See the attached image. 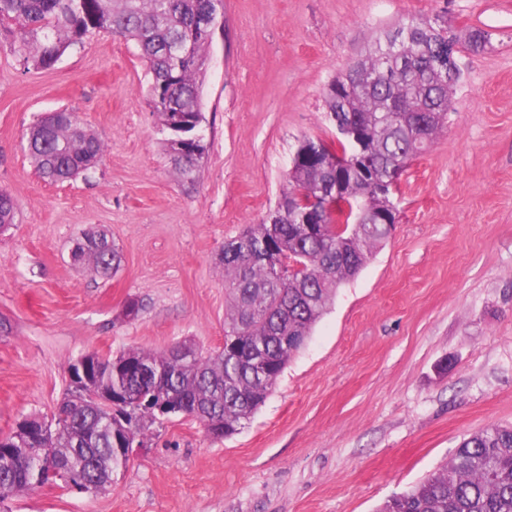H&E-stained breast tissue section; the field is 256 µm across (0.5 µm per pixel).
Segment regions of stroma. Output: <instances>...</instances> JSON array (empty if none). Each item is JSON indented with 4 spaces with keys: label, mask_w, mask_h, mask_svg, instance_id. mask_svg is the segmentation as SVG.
Instances as JSON below:
<instances>
[{
    "label": "stroma",
    "mask_w": 512,
    "mask_h": 512,
    "mask_svg": "<svg viewBox=\"0 0 512 512\" xmlns=\"http://www.w3.org/2000/svg\"><path fill=\"white\" fill-rule=\"evenodd\" d=\"M412 16L491 39L460 53L446 127L402 173L390 237L265 403L226 439L163 421L106 491L44 486L6 512H376L464 437L512 425V0H224L192 181L173 173L132 43L97 33L50 69L0 49V190L15 207L0 234V434L49 415L82 353L223 347L225 242L287 192L303 138L335 140L327 84ZM58 109L107 145L64 183L41 179L27 151ZM93 226L122 255L112 278L70 262Z\"/></svg>",
    "instance_id": "stroma-1"
}]
</instances>
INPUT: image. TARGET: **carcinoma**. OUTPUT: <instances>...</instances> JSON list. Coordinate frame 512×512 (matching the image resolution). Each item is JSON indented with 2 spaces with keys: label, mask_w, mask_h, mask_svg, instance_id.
<instances>
[{
  "label": "carcinoma",
  "mask_w": 512,
  "mask_h": 512,
  "mask_svg": "<svg viewBox=\"0 0 512 512\" xmlns=\"http://www.w3.org/2000/svg\"><path fill=\"white\" fill-rule=\"evenodd\" d=\"M213 0H0V30L9 50L24 64L49 69L95 32L133 42L146 62L150 106L162 129L177 119H205L200 75L211 43L202 21ZM455 35L448 26L411 17L384 32L325 91L331 116L359 124L365 157L352 162L349 147L333 149L331 161L296 163L287 173L283 202L258 224L224 245V348L208 354L186 343L165 351L133 348L117 355L97 351L98 372L81 390H72L53 413L40 446L53 448L64 463L81 468L103 491L127 463L113 451L114 436L130 431L144 442L160 416L159 398L171 414L196 420L215 438L235 434L263 405L290 359L302 348L337 290L355 278L372 250L396 223L390 195L380 184L391 172L424 152L445 127L458 78L442 80L433 52ZM191 46L187 58L166 53L173 42ZM488 36L479 30L457 40L458 51L476 52ZM38 119L27 134L35 171L65 182L95 167L105 143L82 122H58L43 132ZM208 152L188 149L172 159L176 176L194 180ZM302 193L328 204L324 223L307 229L298 210L284 204ZM14 222L11 196L0 190V226ZM107 237L84 233L74 262L108 278L120 265ZM264 351L257 364L253 352ZM146 363L155 376H140ZM121 396L111 410L107 400ZM10 449L0 453V503L43 484L42 472L26 439L5 435ZM378 512H512V427L490 424L465 438L449 465L386 501Z\"/></svg>",
  "instance_id": "obj_1"
}]
</instances>
